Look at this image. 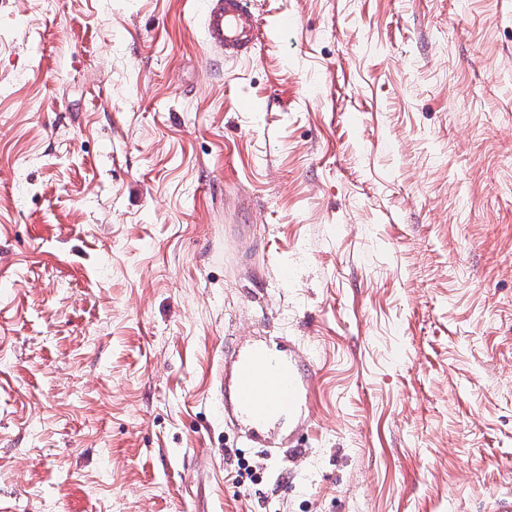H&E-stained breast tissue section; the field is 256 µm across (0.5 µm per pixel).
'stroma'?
I'll use <instances>...</instances> for the list:
<instances>
[{
	"instance_id": "35a3bbf8",
	"label": "stroma",
	"mask_w": 512,
	"mask_h": 512,
	"mask_svg": "<svg viewBox=\"0 0 512 512\" xmlns=\"http://www.w3.org/2000/svg\"><path fill=\"white\" fill-rule=\"evenodd\" d=\"M0 0V500L482 512L512 495V0ZM289 28H282L283 19ZM314 363L270 449L224 348ZM200 20L208 51L224 57H249L257 40V28L248 22V0H202Z\"/></svg>"
}]
</instances>
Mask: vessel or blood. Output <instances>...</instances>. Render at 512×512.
I'll use <instances>...</instances> for the list:
<instances>
[{
    "instance_id": "obj_1",
    "label": "vessel or blood",
    "mask_w": 512,
    "mask_h": 512,
    "mask_svg": "<svg viewBox=\"0 0 512 512\" xmlns=\"http://www.w3.org/2000/svg\"><path fill=\"white\" fill-rule=\"evenodd\" d=\"M249 0H202L200 20L208 50L228 58L248 57L257 40L249 23ZM224 414L262 437L270 424L301 416L313 389L309 357L300 351L272 358L254 343L224 356Z\"/></svg>"
}]
</instances>
